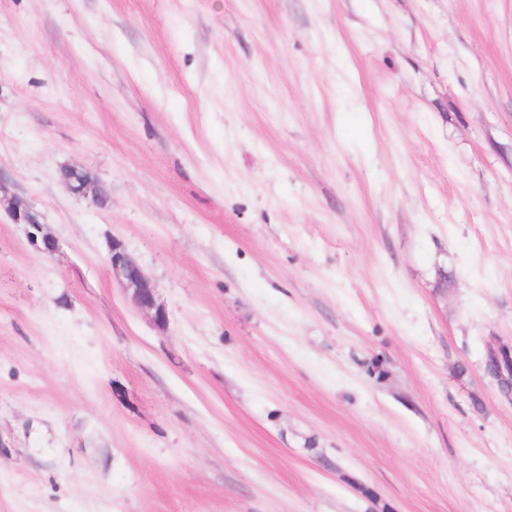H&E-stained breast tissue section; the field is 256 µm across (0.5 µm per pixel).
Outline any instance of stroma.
I'll use <instances>...</instances> for the list:
<instances>
[{"mask_svg":"<svg viewBox=\"0 0 512 512\" xmlns=\"http://www.w3.org/2000/svg\"><path fill=\"white\" fill-rule=\"evenodd\" d=\"M492 336L512 0H0V512H512ZM62 180L71 192L77 195L93 197L99 195L95 187V180L88 173L75 168H67L62 171ZM111 254L112 270L120 278L124 290L131 292L135 305L143 311H154L156 322H166V313L156 305L153 289L138 263L119 243H112Z\"/></svg>","mask_w":512,"mask_h":512,"instance_id":"1","label":"stroma"}]
</instances>
